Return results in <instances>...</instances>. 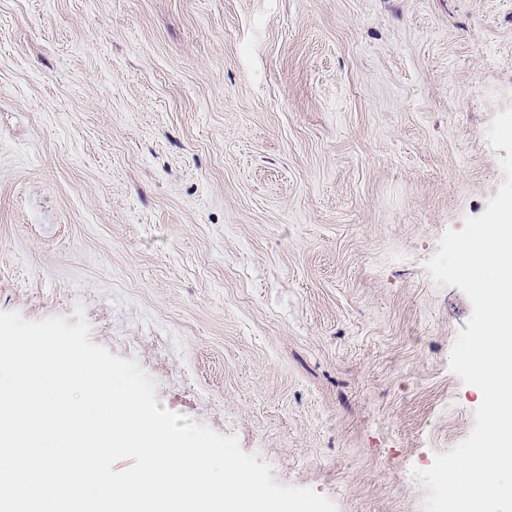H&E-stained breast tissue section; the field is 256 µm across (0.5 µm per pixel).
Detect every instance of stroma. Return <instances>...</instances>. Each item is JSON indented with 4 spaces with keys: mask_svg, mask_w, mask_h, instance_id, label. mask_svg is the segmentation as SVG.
Returning a JSON list of instances; mask_svg holds the SVG:
<instances>
[{
    "mask_svg": "<svg viewBox=\"0 0 512 512\" xmlns=\"http://www.w3.org/2000/svg\"><path fill=\"white\" fill-rule=\"evenodd\" d=\"M512 0H0V310L338 512H421L472 431L424 263L504 176Z\"/></svg>",
    "mask_w": 512,
    "mask_h": 512,
    "instance_id": "1",
    "label": "stroma"
}]
</instances>
